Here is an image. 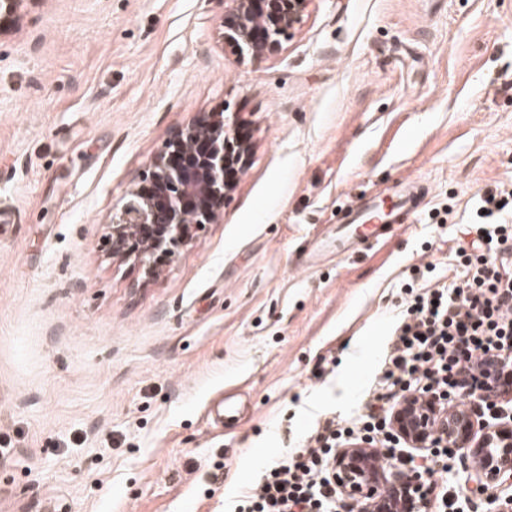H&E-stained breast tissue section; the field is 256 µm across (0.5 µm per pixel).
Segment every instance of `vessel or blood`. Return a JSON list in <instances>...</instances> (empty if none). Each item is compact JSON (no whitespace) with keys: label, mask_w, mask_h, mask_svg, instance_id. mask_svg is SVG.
Segmentation results:
<instances>
[{"label":"vessel or blood","mask_w":512,"mask_h":512,"mask_svg":"<svg viewBox=\"0 0 512 512\" xmlns=\"http://www.w3.org/2000/svg\"><path fill=\"white\" fill-rule=\"evenodd\" d=\"M415 204V195L407 188L396 192L394 200L391 201L379 195L358 200L354 204V217L349 231L341 230L336 234L337 248H344L346 242L354 239L372 245L379 243L384 238L388 225L410 219ZM240 410L237 399L219 397L208 405L207 414L213 423L224 425L237 420Z\"/></svg>","instance_id":"vessel-or-blood-1"}]
</instances>
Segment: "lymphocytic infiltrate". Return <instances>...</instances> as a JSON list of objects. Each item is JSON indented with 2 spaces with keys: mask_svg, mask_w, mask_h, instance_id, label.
I'll return each mask as SVG.
<instances>
[{
  "mask_svg": "<svg viewBox=\"0 0 512 512\" xmlns=\"http://www.w3.org/2000/svg\"><path fill=\"white\" fill-rule=\"evenodd\" d=\"M512 191L480 194L468 231L469 247L456 251L461 269L432 288L404 284L407 308L387 353L383 379L401 397L434 396L464 402L487 357L512 370ZM375 442L391 436L389 415L371 406L352 426L327 421L306 447L273 463L241 489L233 512H336V489L318 475L337 441L353 435Z\"/></svg>",
  "mask_w": 512,
  "mask_h": 512,
  "instance_id": "lymphocytic-infiltrate-1",
  "label": "lymphocytic infiltrate"
}]
</instances>
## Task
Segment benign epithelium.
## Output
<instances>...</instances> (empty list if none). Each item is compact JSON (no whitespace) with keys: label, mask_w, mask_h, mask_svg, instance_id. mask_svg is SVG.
I'll return each instance as SVG.
<instances>
[{"label":"benign epithelium","mask_w":512,"mask_h":512,"mask_svg":"<svg viewBox=\"0 0 512 512\" xmlns=\"http://www.w3.org/2000/svg\"><path fill=\"white\" fill-rule=\"evenodd\" d=\"M311 0H224V41L242 57L278 53L303 24ZM246 157L251 146L237 142V122L224 113L181 128L154 157L144 182L135 186L119 215L112 218V248L155 272L151 260L189 242L191 224H214L223 217L229 188L224 182L228 146ZM481 396L494 402L496 422H479L475 413L454 404L414 403L394 407L391 427L413 449L438 446L464 452L472 466L461 475L478 492L512 488V378L487 382ZM377 452L367 443L336 450L330 472L340 504L352 512H432L426 469H376Z\"/></svg>","instance_id":"1"}]
</instances>
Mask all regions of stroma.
<instances>
[{"label":"stroma","mask_w":512,"mask_h":512,"mask_svg":"<svg viewBox=\"0 0 512 512\" xmlns=\"http://www.w3.org/2000/svg\"><path fill=\"white\" fill-rule=\"evenodd\" d=\"M223 18V0H24L0 24V512H229L319 423L364 412L400 281L452 275L478 194L512 190V0H311L254 60ZM212 112L251 153L222 219L148 273L112 217ZM407 178L428 192L412 223L322 248ZM233 389L246 421L210 425ZM465 465L435 464L447 512H492Z\"/></svg>","instance_id":"obj_1"}]
</instances>
